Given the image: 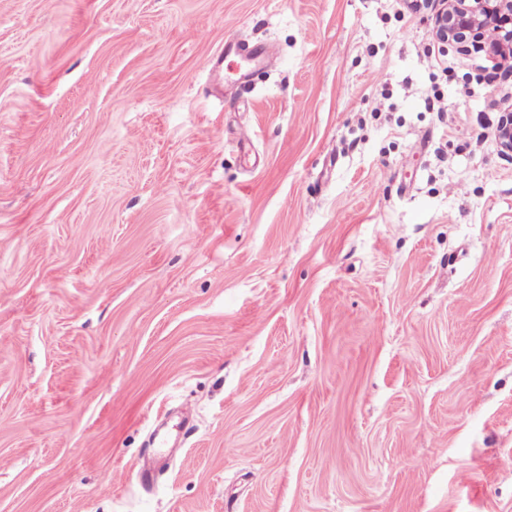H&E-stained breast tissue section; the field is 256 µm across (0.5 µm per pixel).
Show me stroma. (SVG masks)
<instances>
[{
    "label": "stroma",
    "mask_w": 512,
    "mask_h": 512,
    "mask_svg": "<svg viewBox=\"0 0 512 512\" xmlns=\"http://www.w3.org/2000/svg\"><path fill=\"white\" fill-rule=\"evenodd\" d=\"M485 65L403 0H0V512H512ZM234 51L236 54L244 57L247 60H253L264 54L265 50L262 47L249 46L246 44L235 45V46H224L215 53L208 61V69L211 72L217 73L222 80H224V52Z\"/></svg>",
    "instance_id": "stroma-1"
}]
</instances>
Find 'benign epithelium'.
Segmentation results:
<instances>
[{
	"instance_id": "benign-epithelium-1",
	"label": "benign epithelium",
	"mask_w": 512,
	"mask_h": 512,
	"mask_svg": "<svg viewBox=\"0 0 512 512\" xmlns=\"http://www.w3.org/2000/svg\"><path fill=\"white\" fill-rule=\"evenodd\" d=\"M433 6L431 21L436 42L461 51L490 49L493 65L512 55V34L490 45L488 32L497 31L505 15L512 16V0H426Z\"/></svg>"
}]
</instances>
